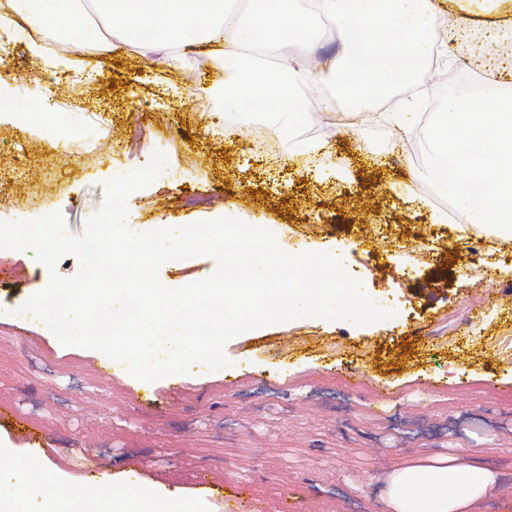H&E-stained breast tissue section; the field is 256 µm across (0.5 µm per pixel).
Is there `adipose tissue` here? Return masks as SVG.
<instances>
[{"mask_svg": "<svg viewBox=\"0 0 512 512\" xmlns=\"http://www.w3.org/2000/svg\"><path fill=\"white\" fill-rule=\"evenodd\" d=\"M446 11L442 0H13L0 13V29L22 18L36 53L47 37L67 43L71 52L96 48L109 53L135 46L143 58L161 68L179 66L189 53H213L216 78L202 87L213 102V119L239 108L240 90L248 88L260 103H298L300 111L319 102L322 112L337 103L357 108L371 95L420 88V61L445 62L440 46L471 42L473 54L494 76L470 101L452 100L443 112L423 118L418 99H405L385 118L405 137H424L432 157L417 174L448 195L469 221L462 233L492 228L496 237L512 238V61L486 57V46L512 43V0H462ZM332 19L342 46L339 57L325 61L320 76L302 58L316 49L318 18ZM290 33L300 55L282 53V35ZM490 150L477 153L475 135ZM492 193L476 194L477 184ZM12 483L0 493V512H23L34 491L49 480L34 459L16 468L14 450L0 442V481ZM478 467L408 471L395 481L399 512H458L490 485ZM86 512H203L199 502L172 493L158 495L148 485L115 490L110 479L59 488L42 512H70L73 499Z\"/></svg>", "mask_w": 512, "mask_h": 512, "instance_id": "adipose-tissue-1", "label": "adipose tissue"}]
</instances>
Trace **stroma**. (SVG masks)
Wrapping results in <instances>:
<instances>
[{
  "label": "stroma",
  "mask_w": 512,
  "mask_h": 512,
  "mask_svg": "<svg viewBox=\"0 0 512 512\" xmlns=\"http://www.w3.org/2000/svg\"><path fill=\"white\" fill-rule=\"evenodd\" d=\"M437 66L425 81L426 105L443 111L466 97L452 81L465 70ZM5 74L16 99L35 98L48 73L60 79L54 123L74 130L77 149L45 124H0V222L61 213L66 231L82 234L100 210L107 181L166 156L159 177L131 193L133 233L164 220L179 224L221 216L262 224L283 252L337 257L388 319L353 324L306 318L268 324L230 339L226 366H193L148 382L125 375L102 352L65 346L21 311L52 275L74 277L80 262L55 268L33 252L14 251V271L0 273V440L34 456L60 485L132 472L162 492L199 500L219 512L234 494L255 496L277 512L293 492L300 512H396L390 491L407 469L482 467L490 490L460 512H512V363L499 341L512 336V242L486 234L462 238L441 224L413 174L418 157L380 110L343 112L341 122L307 118L297 141L326 142L321 153L282 167L254 142L265 125L287 149L288 116L229 117L211 129L193 90L215 60L189 54L185 66L160 72L138 49L81 58L61 51L37 57L26 35L5 45ZM372 233H364V225ZM216 262L192 256L165 262L160 282L180 288L208 278ZM494 301L472 311V289ZM289 334L290 353L262 351ZM29 424L35 442L22 440ZM207 473V484L198 476Z\"/></svg>",
  "instance_id": "35a3bbf8"
}]
</instances>
